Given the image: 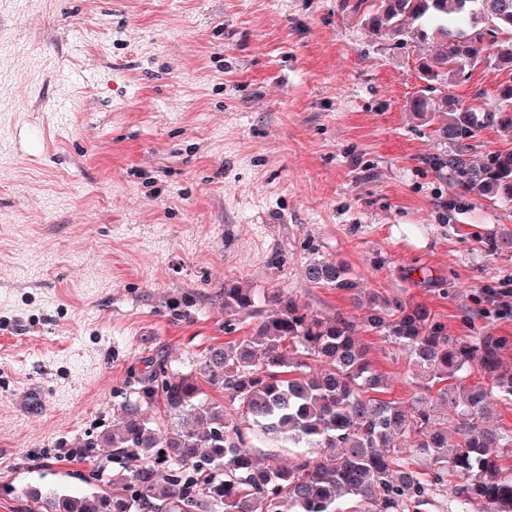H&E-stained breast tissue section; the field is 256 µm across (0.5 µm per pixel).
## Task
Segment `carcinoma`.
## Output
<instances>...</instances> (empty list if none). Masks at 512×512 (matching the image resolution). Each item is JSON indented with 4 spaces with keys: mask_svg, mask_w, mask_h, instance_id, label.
I'll return each instance as SVG.
<instances>
[{
    "mask_svg": "<svg viewBox=\"0 0 512 512\" xmlns=\"http://www.w3.org/2000/svg\"><path fill=\"white\" fill-rule=\"evenodd\" d=\"M365 19L374 35L441 43L417 62L425 81L409 110L438 119L437 135L453 147L438 156L460 193L512 202V150L480 161L469 152L493 124L512 133V0H376ZM509 77L497 105L479 112L446 91L486 59ZM309 281L349 293L369 314L361 322L323 317L294 298L239 340L209 349L203 363L175 373L157 363L129 385L135 405H163L179 426L168 436L150 418H123L112 433L78 440L75 448H111L124 460L114 474L93 476L104 488L79 496L28 491L30 512H512V430L489 425L499 397L512 398V374L501 371L495 336L448 335L423 305L389 301L360 288L348 266L323 259ZM255 312L250 288L224 283V327ZM404 350L421 382L408 402L380 398L385 379L367 357L359 332ZM478 365L490 384L465 379ZM224 391L243 424L204 399L199 379ZM448 417L437 418L438 404ZM291 450L286 468H261L254 435ZM427 461V466L417 459Z\"/></svg>",
    "mask_w": 512,
    "mask_h": 512,
    "instance_id": "cac0c4a2",
    "label": "carcinoma"
}]
</instances>
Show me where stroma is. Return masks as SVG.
<instances>
[{
  "mask_svg": "<svg viewBox=\"0 0 512 512\" xmlns=\"http://www.w3.org/2000/svg\"><path fill=\"white\" fill-rule=\"evenodd\" d=\"M357 2L0 0V512L88 491L107 449L65 454L131 374L251 334L224 328L228 280L361 319L305 277L339 259L512 366V203L435 168L409 101L437 45L371 35ZM506 78L490 59L450 92L487 111ZM360 338L409 401L406 354Z\"/></svg>",
  "mask_w": 512,
  "mask_h": 512,
  "instance_id": "35a3bbf8",
  "label": "stroma"
}]
</instances>
